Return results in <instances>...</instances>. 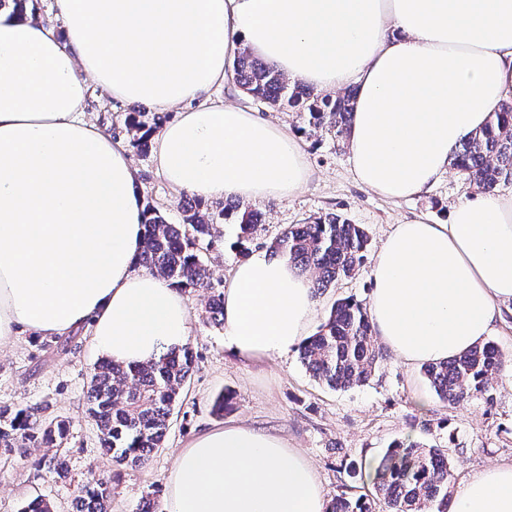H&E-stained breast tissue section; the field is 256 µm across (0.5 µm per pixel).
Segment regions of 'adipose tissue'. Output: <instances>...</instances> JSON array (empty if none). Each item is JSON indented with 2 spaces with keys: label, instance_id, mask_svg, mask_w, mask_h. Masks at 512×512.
Instances as JSON below:
<instances>
[{
  "label": "adipose tissue",
  "instance_id": "1",
  "mask_svg": "<svg viewBox=\"0 0 512 512\" xmlns=\"http://www.w3.org/2000/svg\"><path fill=\"white\" fill-rule=\"evenodd\" d=\"M55 22L0 8V346L84 323L125 366L182 347L189 313L138 266L143 205L122 141L85 118L89 82L177 116L153 137L168 184L209 200L293 196L310 178L296 135L213 96L247 49L322 92L357 85L355 180L420 196L453 150L512 99V0H55ZM374 333L408 366L453 358L512 302V198H460L446 223L394 225L372 266ZM312 290L252 253L224 290V343L243 358L301 346ZM287 441L228 423L169 472L164 512H326ZM449 512H512V462L460 486Z\"/></svg>",
  "mask_w": 512,
  "mask_h": 512
}]
</instances>
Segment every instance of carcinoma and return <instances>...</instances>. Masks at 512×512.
Listing matches in <instances>:
<instances>
[{
	"instance_id": "obj_1",
	"label": "carcinoma",
	"mask_w": 512,
	"mask_h": 512,
	"mask_svg": "<svg viewBox=\"0 0 512 512\" xmlns=\"http://www.w3.org/2000/svg\"><path fill=\"white\" fill-rule=\"evenodd\" d=\"M231 81L257 103L296 112L304 134L328 136L337 142L347 136L354 89L342 95L319 94L300 82L289 83L274 67L246 52L234 61ZM453 166L473 190L490 193L501 184L512 183V101L501 103L483 129L456 147ZM236 221L235 248L246 258L250 255L247 243L261 221L260 213L246 207L236 211ZM219 234L212 216L186 209L181 223L171 224L149 204L139 263L179 287L212 291L208 318L221 325L224 294L214 293L212 273L202 258V250L213 248ZM368 245L363 227L330 212L285 230L269 249L309 274L316 295L352 277L363 263ZM385 357L374 338L369 309L350 297L336 300L326 321L298 348L300 363L310 376L332 390L368 384ZM505 363L499 347L486 341L454 358L424 365L423 374L440 400L455 405L490 395ZM191 369L192 353L187 347L167 351L141 366L125 367L106 359L98 364L89 386V412L97 422L102 446L115 462L140 467L162 447L172 408ZM68 432L65 421L43 419L37 408L0 405V447L21 456L32 448H45L42 461L60 477L64 464L56 449ZM346 472L355 483L370 479L374 497L335 494L327 512H373L377 501L388 512H448L452 463L443 449L394 441L376 461L374 471L368 472L363 463L352 460ZM86 499L91 500V512H110L109 480H91L75 497L77 501Z\"/></svg>"
}]
</instances>
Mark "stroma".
Returning <instances> with one entry per match:
<instances>
[{"label":"stroma","mask_w":512,"mask_h":512,"mask_svg":"<svg viewBox=\"0 0 512 512\" xmlns=\"http://www.w3.org/2000/svg\"><path fill=\"white\" fill-rule=\"evenodd\" d=\"M215 95L283 129L293 131L299 125L295 113L255 106L232 83H224ZM132 108V103L110 100L100 87L90 85L87 119L127 144L144 201L157 206L169 223H180L183 206L194 196L173 190L158 172L152 150L134 144L133 134L125 130ZM302 141L311 177L294 196L260 203L263 222L249 247L254 252L267 250L288 227L326 211L342 213L365 227L369 246L355 277L337 282L315 299V320L320 323L338 299L369 301L372 263L392 225L419 216L445 223L451 205L466 195L467 188L451 169L422 196L387 199L355 181L345 143L307 135ZM220 231L221 238L204 260L214 279L227 285L240 260L232 247L238 228L227 223ZM183 296L194 368L170 418L163 447L155 449L142 467L114 463L100 447L98 427L87 413V392L102 356L88 329L62 339L26 334L0 351V402L19 408L38 405L46 416L71 425L64 442L68 476L63 480L41 465L43 449H31L21 457L0 447V512H21L36 496L50 501L55 512H71L78 491L92 474L103 472L112 477L111 512H137L145 498L164 505L167 477L177 454L199 434L230 422L281 436L300 449L330 493L345 490L349 483L345 462L374 461L397 439L447 449L455 489L488 467L512 461V377L499 378L491 399L478 396L451 406L435 395L421 368L406 367L390 355L369 384L335 391L305 371L297 351L256 360L238 357L225 346L223 327L205 320L209 291L187 288ZM221 397L226 400L222 406L217 403Z\"/></svg>","instance_id":"stroma-1"}]
</instances>
